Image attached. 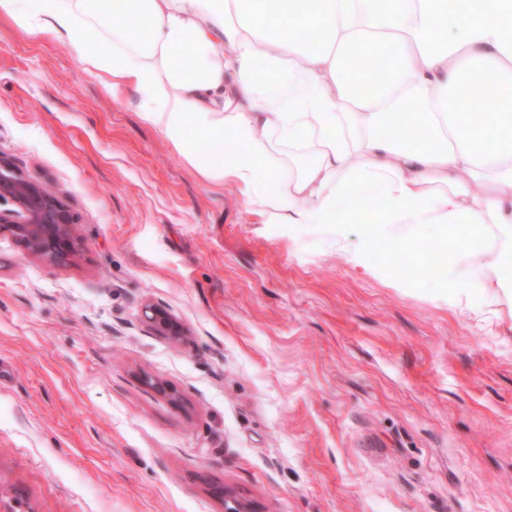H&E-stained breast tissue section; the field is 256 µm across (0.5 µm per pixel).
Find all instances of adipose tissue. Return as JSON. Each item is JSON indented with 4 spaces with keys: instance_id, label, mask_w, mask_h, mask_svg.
<instances>
[{
    "instance_id": "adipose-tissue-1",
    "label": "adipose tissue",
    "mask_w": 512,
    "mask_h": 512,
    "mask_svg": "<svg viewBox=\"0 0 512 512\" xmlns=\"http://www.w3.org/2000/svg\"><path fill=\"white\" fill-rule=\"evenodd\" d=\"M0 15L112 96L134 89L145 122L272 223L358 224L365 252L392 255L402 227L465 231L512 305V0H0ZM367 44L377 86L353 66ZM480 91L498 102L473 119Z\"/></svg>"
}]
</instances>
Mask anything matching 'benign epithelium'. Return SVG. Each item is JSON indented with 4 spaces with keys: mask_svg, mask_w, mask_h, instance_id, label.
I'll return each mask as SVG.
<instances>
[{
    "mask_svg": "<svg viewBox=\"0 0 512 512\" xmlns=\"http://www.w3.org/2000/svg\"><path fill=\"white\" fill-rule=\"evenodd\" d=\"M0 230L11 232L24 249L51 265H61L81 249L77 226L62 201L43 184L26 177L11 160L0 155ZM142 323L148 333L173 342L184 341L189 333L165 307L147 302L142 307ZM224 512H261L254 502L235 489L217 491Z\"/></svg>",
    "mask_w": 512,
    "mask_h": 512,
    "instance_id": "obj_1",
    "label": "benign epithelium"
}]
</instances>
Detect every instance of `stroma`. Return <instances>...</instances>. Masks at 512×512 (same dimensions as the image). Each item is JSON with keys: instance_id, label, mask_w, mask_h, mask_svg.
Returning a JSON list of instances; mask_svg holds the SVG:
<instances>
[{"instance_id": "35a3bbf8", "label": "stroma", "mask_w": 512, "mask_h": 512, "mask_svg": "<svg viewBox=\"0 0 512 512\" xmlns=\"http://www.w3.org/2000/svg\"><path fill=\"white\" fill-rule=\"evenodd\" d=\"M0 154L82 238L53 267L0 233V512H512V312L464 234L398 280L360 225L269 223L4 16ZM141 318L148 333L154 336L180 343L189 335L183 324L158 303L146 302L142 307ZM216 494L224 502V512H261L254 502L231 487L224 486Z\"/></svg>"}]
</instances>
